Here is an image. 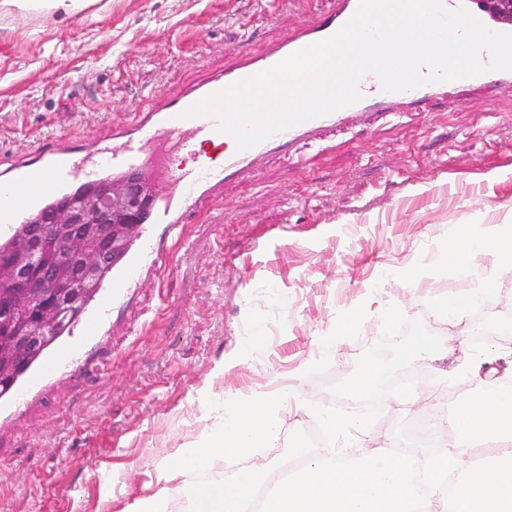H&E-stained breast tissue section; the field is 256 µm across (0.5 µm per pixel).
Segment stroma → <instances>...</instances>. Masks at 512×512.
<instances>
[{"mask_svg":"<svg viewBox=\"0 0 512 512\" xmlns=\"http://www.w3.org/2000/svg\"><path fill=\"white\" fill-rule=\"evenodd\" d=\"M333 0H93L67 14L0 6V169L57 137L102 139L146 96L174 93L258 52ZM512 230V83L399 117L325 130L292 155L265 157L222 199L192 213L164 280L140 283L119 312L105 368L58 376L0 431V512H129L158 471L193 444L208 400L285 392L281 436L257 458L277 467L313 406L382 335L398 306L440 337L413 364L415 393L448 411L476 384L512 382V272L474 251L448 261L457 227ZM493 280L474 343L471 314L436 307ZM346 335H337L341 322ZM264 344H250L255 333ZM415 403L387 396L363 445L395 441Z\"/></svg>","mask_w":512,"mask_h":512,"instance_id":"obj_1","label":"stroma"}]
</instances>
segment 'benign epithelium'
I'll use <instances>...</instances> for the list:
<instances>
[{
  "mask_svg": "<svg viewBox=\"0 0 512 512\" xmlns=\"http://www.w3.org/2000/svg\"><path fill=\"white\" fill-rule=\"evenodd\" d=\"M156 197L141 172L106 178L38 212L19 247L0 253V375L43 357L63 311L82 313L85 284L123 260Z\"/></svg>",
  "mask_w": 512,
  "mask_h": 512,
  "instance_id": "benign-epithelium-1",
  "label": "benign epithelium"
}]
</instances>
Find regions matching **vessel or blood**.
<instances>
[{
	"label": "vessel or blood",
	"mask_w": 512,
	"mask_h": 512,
	"mask_svg": "<svg viewBox=\"0 0 512 512\" xmlns=\"http://www.w3.org/2000/svg\"><path fill=\"white\" fill-rule=\"evenodd\" d=\"M357 7L358 0H336L330 14L301 24L283 42L260 52L240 51L235 67L197 87L158 95L157 105L114 126L109 139L93 146L75 142L42 145L0 172V241L4 243L13 238L18 225L30 213L59 195L75 193L104 177L151 165L155 168L154 178L164 179L169 185L168 194L153 211L137 248L121 267L113 270L103 293L82 322V342H59L47 359L26 372L14 394L0 400V428L16 423L56 375L94 364L99 343L109 332L112 311L125 305L143 280L165 276L163 258L180 241V226L186 214L220 197L225 182L254 175L264 155L295 151L325 127L350 125L373 112L400 115L413 111L425 100L447 99L453 90H483L512 79L510 71H487L409 91L385 92L378 78L368 74L359 82L362 98L357 103L289 127L244 151L237 149L230 135L218 131L216 119L185 117V110L201 99L328 38L351 18Z\"/></svg>",
	"instance_id": "1"
}]
</instances>
